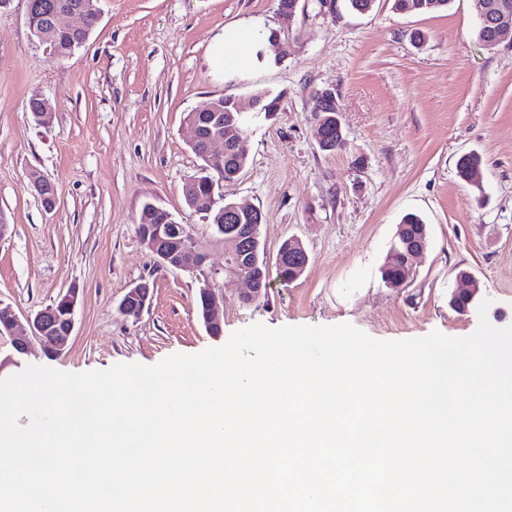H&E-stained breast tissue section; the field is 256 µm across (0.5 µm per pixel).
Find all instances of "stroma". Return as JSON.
<instances>
[{"instance_id":"obj_1","label":"stroma","mask_w":512,"mask_h":512,"mask_svg":"<svg viewBox=\"0 0 512 512\" xmlns=\"http://www.w3.org/2000/svg\"><path fill=\"white\" fill-rule=\"evenodd\" d=\"M87 42L55 59L30 32L27 0L0 9V302L26 319L77 289L75 327L62 354L40 340L17 353L0 336V377L28 365L67 372L117 363L152 366L165 357L224 345L254 323H349L381 340L439 331L472 334L477 311L450 304L466 270L488 299L489 322L512 325V41L484 48L471 0L447 10L403 14L376 0L365 14L347 0H300L282 27L278 0H101ZM230 25L279 31L290 51L280 63L231 73L211 63ZM336 93L345 148L319 149L316 94ZM281 95L279 112L252 120L249 162L219 183L227 200L260 207L267 259L298 239L310 264L298 280L271 279L260 302L239 300L245 285L224 280L220 335L197 311L198 277L158 265L136 217L159 205L188 226L210 267L224 242L189 208L183 186L202 165L187 113L225 96ZM45 94L56 107L36 122L26 102ZM483 156L474 186L457 175L459 157ZM38 172L57 189L53 209L30 185ZM422 216L431 245L404 287L379 269L401 217ZM149 281L153 296L123 315L125 293Z\"/></svg>"}]
</instances>
